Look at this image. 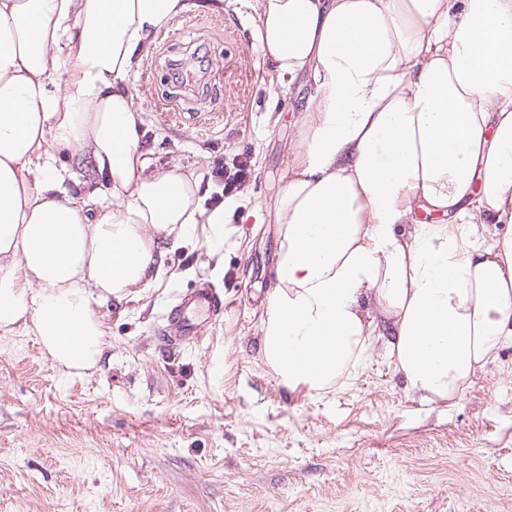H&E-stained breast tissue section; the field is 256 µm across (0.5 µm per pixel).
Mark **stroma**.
<instances>
[{
  "instance_id": "35a3bbf8",
  "label": "stroma",
  "mask_w": 512,
  "mask_h": 512,
  "mask_svg": "<svg viewBox=\"0 0 512 512\" xmlns=\"http://www.w3.org/2000/svg\"><path fill=\"white\" fill-rule=\"evenodd\" d=\"M252 0H186L131 77L149 171H194L208 202L215 159L248 153L209 227L171 247L157 277L97 301L103 353L65 374L21 328L0 329V512H512V345L455 403L408 391L382 344L349 386L289 390L260 353L284 187L315 88L255 55ZM70 194L102 184L60 152ZM208 282L224 314L172 351L157 332L175 299Z\"/></svg>"
}]
</instances>
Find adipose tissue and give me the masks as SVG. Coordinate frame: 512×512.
<instances>
[{
    "mask_svg": "<svg viewBox=\"0 0 512 512\" xmlns=\"http://www.w3.org/2000/svg\"><path fill=\"white\" fill-rule=\"evenodd\" d=\"M182 0H0V329L92 367L96 298L150 279L161 238L210 227L190 172L146 173L129 83ZM262 62L315 93L272 207L261 352L290 390L346 388L381 342L455 403L512 343V0H254ZM106 188L70 195L54 150Z\"/></svg>",
    "mask_w": 512,
    "mask_h": 512,
    "instance_id": "ef3b65f1",
    "label": "adipose tissue"
}]
</instances>
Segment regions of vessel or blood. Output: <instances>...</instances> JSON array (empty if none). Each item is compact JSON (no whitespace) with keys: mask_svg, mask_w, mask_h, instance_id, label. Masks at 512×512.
I'll return each mask as SVG.
<instances>
[{"mask_svg":"<svg viewBox=\"0 0 512 512\" xmlns=\"http://www.w3.org/2000/svg\"><path fill=\"white\" fill-rule=\"evenodd\" d=\"M223 313V295L218 288L205 282L179 297L167 312L158 334L167 347L177 348L200 340L208 326Z\"/></svg>","mask_w":512,"mask_h":512,"instance_id":"1","label":"vessel or blood"}]
</instances>
